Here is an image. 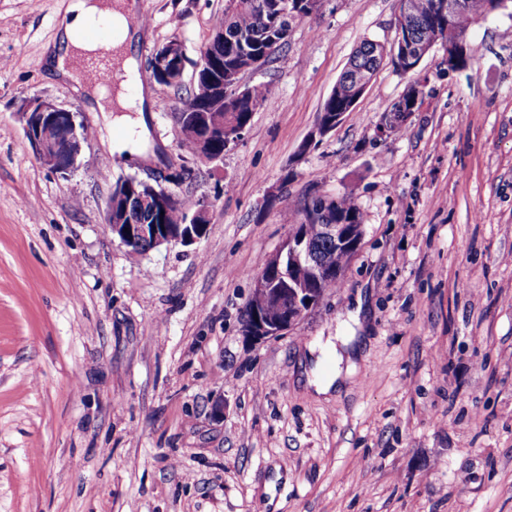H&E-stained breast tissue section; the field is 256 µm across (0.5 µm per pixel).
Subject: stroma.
<instances>
[{
	"label": "stroma",
	"instance_id": "1",
	"mask_svg": "<svg viewBox=\"0 0 512 512\" xmlns=\"http://www.w3.org/2000/svg\"><path fill=\"white\" fill-rule=\"evenodd\" d=\"M64 0H0V512H512V9L475 22L471 64L434 48L424 102L377 127L409 77L383 64L320 141L318 114L362 40L392 42L398 0H322L276 61L222 159L180 147L173 89L145 62L182 43L183 75L228 0H136L130 30L143 155L111 152V113L39 60ZM91 136L61 176L23 131L25 98ZM178 171L210 224L131 255L105 223L117 178ZM349 193L364 236L287 335L241 332L254 277L310 193ZM358 336L340 395H316Z\"/></svg>",
	"mask_w": 512,
	"mask_h": 512
}]
</instances>
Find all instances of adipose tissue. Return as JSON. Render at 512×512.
Segmentation results:
<instances>
[{"mask_svg":"<svg viewBox=\"0 0 512 512\" xmlns=\"http://www.w3.org/2000/svg\"><path fill=\"white\" fill-rule=\"evenodd\" d=\"M133 5L131 0H70L67 8L69 21L66 24L59 45L50 56L42 58L46 68L59 71L72 80L76 92L95 99L100 111L112 113L113 124L123 126L128 134L113 143L114 151H131L135 148L134 132L139 128V119L126 115L127 92L116 90L107 95L103 86L90 83L82 73V64L99 54V47L93 42H79L75 39L78 31L106 24L112 29L128 32L129 17Z\"/></svg>","mask_w":512,"mask_h":512,"instance_id":"ef3b65f1","label":"adipose tissue"}]
</instances>
